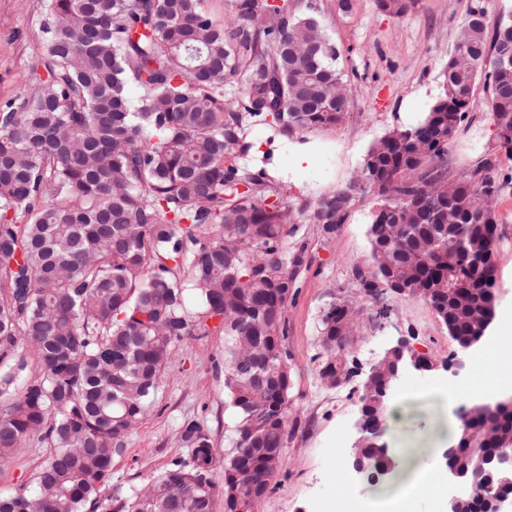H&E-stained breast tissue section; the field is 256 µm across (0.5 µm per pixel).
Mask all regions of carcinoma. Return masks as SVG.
Here are the masks:
<instances>
[{"mask_svg": "<svg viewBox=\"0 0 512 512\" xmlns=\"http://www.w3.org/2000/svg\"><path fill=\"white\" fill-rule=\"evenodd\" d=\"M43 32L46 77L0 111V466L32 438L53 451L27 485L0 493V512H214L218 497L224 512H254L286 458L285 309L311 263L292 221L307 212L330 239L355 198L341 185L312 208L284 201L285 185L245 163L247 132L269 117L277 134L342 124L341 51L296 0H237L222 20L201 0H47ZM480 85L496 148L512 157V16L491 27L474 0L441 93L375 139L347 181L377 185L369 295L404 288L455 336L484 334L496 311L495 165L452 175L447 164ZM337 316L333 303L321 317L323 380L336 372ZM209 319L224 331L231 447L218 458L190 421L191 461L128 497L112 485V457L176 345L205 335ZM488 415L499 420L491 443ZM456 440L476 449L465 461L481 482L477 449L512 444V413L479 412Z\"/></svg>", "mask_w": 512, "mask_h": 512, "instance_id": "cac0c4a2", "label": "carcinoma"}]
</instances>
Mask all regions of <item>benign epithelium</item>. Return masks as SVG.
<instances>
[{
	"mask_svg": "<svg viewBox=\"0 0 512 512\" xmlns=\"http://www.w3.org/2000/svg\"><path fill=\"white\" fill-rule=\"evenodd\" d=\"M464 367L460 359L455 361H438L429 355L417 351L410 340L401 336L389 347L384 356L374 363L368 375L369 381L383 376L384 381L376 389L375 401L386 404L391 398L393 389L400 379L408 372L429 373L440 368L457 375ZM369 408L363 403L359 407L355 421L357 438L352 451V469L362 477L368 473L369 462L362 450L371 448L375 455L388 459L390 449L383 437L369 433ZM473 452L471 448L454 445L444 455V468L448 473V482L452 491L448 496L446 512H464L480 503L485 512H512V448H489L486 464L497 475V479H488L479 485L469 476V471L461 468L457 459Z\"/></svg>",
	"mask_w": 512,
	"mask_h": 512,
	"instance_id": "1",
	"label": "benign epithelium"
}]
</instances>
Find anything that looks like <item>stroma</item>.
<instances>
[{"instance_id":"stroma-1","label":"stroma","mask_w":512,"mask_h":512,"mask_svg":"<svg viewBox=\"0 0 512 512\" xmlns=\"http://www.w3.org/2000/svg\"><path fill=\"white\" fill-rule=\"evenodd\" d=\"M472 3L412 0L406 14L396 17L381 12L376 0H357L349 16L338 12L336 0H301L302 6L313 7L323 18L327 35L340 47L344 67L352 73L353 101L340 126L301 137L277 136L268 125L254 124L248 135V165L265 166L271 177L286 183L292 202L315 203L321 194L345 183L361 166L370 144L403 124L409 104L428 111ZM43 12L44 0H0V106L32 90L31 68L44 38ZM495 141L487 97L476 90L468 118L448 150V170L456 175L485 155L495 157L502 236L496 293L498 307L504 308L512 305V157L495 151ZM305 145L320 147L322 177L304 179L290 168V152ZM267 151L272 159L265 165L261 158ZM374 205L372 195H357L347 221L329 242L318 237L307 218L297 221L299 234L309 240L311 264L302 271L300 288L286 312L292 377L288 448L285 464L258 512H319L321 503L351 495L423 512L438 490L448 486L440 459L455 443L459 409L446 399L443 388L474 387L483 374L496 372L503 394L512 395V375L501 370L512 360V335H488L478 346L460 351L429 304L397 296L388 297L391 316L381 326L368 320L361 323L348 349L355 376L336 388L321 381V317L332 302L355 291L350 268L368 258L366 228ZM402 336L433 358L463 357L465 368L457 376L440 370L411 373L400 381L387 404L397 422L385 437L396 465L373 485L352 473L354 421L371 365ZM231 418L224 399V335L213 326L206 335L174 348L147 414L112 459L113 485L130 496L173 462L189 460L191 450L185 447L182 432L192 420L207 430L216 454H223ZM49 452L47 444L35 439L16 449L0 468V492L21 487Z\"/></svg>"}]
</instances>
